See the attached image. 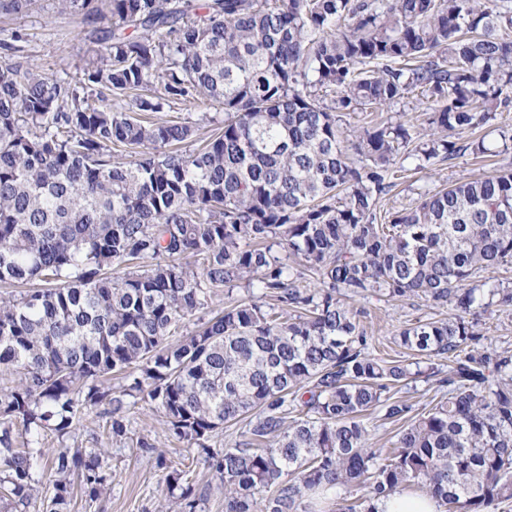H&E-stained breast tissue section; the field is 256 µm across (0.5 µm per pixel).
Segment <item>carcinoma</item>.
<instances>
[{
    "instance_id": "cac0c4a2",
    "label": "carcinoma",
    "mask_w": 512,
    "mask_h": 512,
    "mask_svg": "<svg viewBox=\"0 0 512 512\" xmlns=\"http://www.w3.org/2000/svg\"><path fill=\"white\" fill-rule=\"evenodd\" d=\"M33 0H0L23 14ZM102 14L99 0H54ZM111 27L74 81L0 63V512H67L74 482L96 499L112 452L67 440L100 406L112 439L140 401L198 450L224 512H379L413 487L444 512L512 501V353L488 350L478 316L512 309L480 273L512 263V172L437 189L378 218L411 158L498 155L458 135L512 106V7L497 0H107ZM157 113L214 101L224 115L137 119L103 91ZM421 127L382 120L350 139L344 112L411 92ZM194 148L184 149L182 145ZM135 156L123 161L115 153ZM316 278L310 285L307 278ZM262 297L211 313L221 289ZM368 295L420 297L456 314L406 325L414 362L368 352ZM448 361L418 413L391 395ZM126 381L102 387L108 376ZM403 422L375 448L362 417ZM248 417L232 448L210 441ZM50 431L59 446L41 447ZM27 436L24 447L14 435ZM157 512H200L208 489L169 468ZM47 460L48 468H40ZM362 485L366 496L351 500Z\"/></svg>"
}]
</instances>
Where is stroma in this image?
I'll list each match as a JSON object with an SVG mask.
<instances>
[{
  "instance_id": "1",
  "label": "stroma",
  "mask_w": 512,
  "mask_h": 512,
  "mask_svg": "<svg viewBox=\"0 0 512 512\" xmlns=\"http://www.w3.org/2000/svg\"><path fill=\"white\" fill-rule=\"evenodd\" d=\"M110 22L100 18H84L75 13H61L54 0H34L28 13L0 14V62L30 65L52 78H75L79 75L81 58L90 41L99 37ZM24 40L20 51L4 50L14 33ZM512 169V152L498 157L477 159L465 154L454 156L418 171L406 172L397 188L381 203L382 209L408 206L422 186L442 187L473 178L495 175ZM353 308L363 310L372 355L396 357L401 350L393 337L404 325L416 320L445 319L453 306L433 307L424 299L413 297L403 301H385L375 296L352 299ZM129 442L114 446L106 419L99 412H90L68 440L79 448H108L112 451V483L95 500L82 490H75L70 512H155L164 493L163 472L154 464L137 460L132 440L145 438L164 451L168 465L181 467L186 448L168 436L163 418L146 403H138L129 412Z\"/></svg>"
}]
</instances>
